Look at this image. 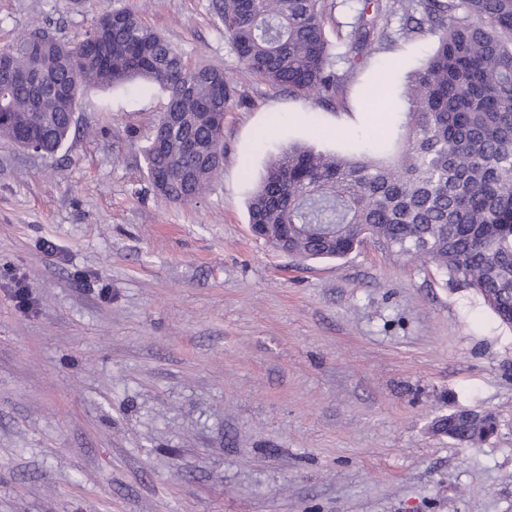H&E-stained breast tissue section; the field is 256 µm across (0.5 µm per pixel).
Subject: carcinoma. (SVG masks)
<instances>
[{
  "instance_id": "cac0c4a2",
  "label": "carcinoma",
  "mask_w": 512,
  "mask_h": 512,
  "mask_svg": "<svg viewBox=\"0 0 512 512\" xmlns=\"http://www.w3.org/2000/svg\"><path fill=\"white\" fill-rule=\"evenodd\" d=\"M349 4L344 38L366 49L400 31L438 45L410 81L405 133L392 162L349 159L305 145L272 158L249 203L254 235L301 259H339L367 239L422 258L474 290L512 325V0H211L239 61L274 89L333 102L343 75L327 20ZM108 29L104 42L100 29ZM142 78L168 97L142 147L147 177L165 199L191 203L224 162V112L236 95L224 69L188 65L136 15L114 10L64 42L37 28L0 48V138H37L57 152L74 126L79 93ZM465 445L491 427L469 410L434 421Z\"/></svg>"
}]
</instances>
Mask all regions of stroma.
Masks as SVG:
<instances>
[{
    "label": "stroma",
    "mask_w": 512,
    "mask_h": 512,
    "mask_svg": "<svg viewBox=\"0 0 512 512\" xmlns=\"http://www.w3.org/2000/svg\"><path fill=\"white\" fill-rule=\"evenodd\" d=\"M209 4L0 0V45L125 9L237 87L189 204L146 176L160 88L86 86L52 155L0 141V512H512V327L422 259L301 261L248 224L281 147L395 155L434 35L375 44L327 104L244 68ZM456 410L496 433L434 434Z\"/></svg>",
    "instance_id": "1"
}]
</instances>
